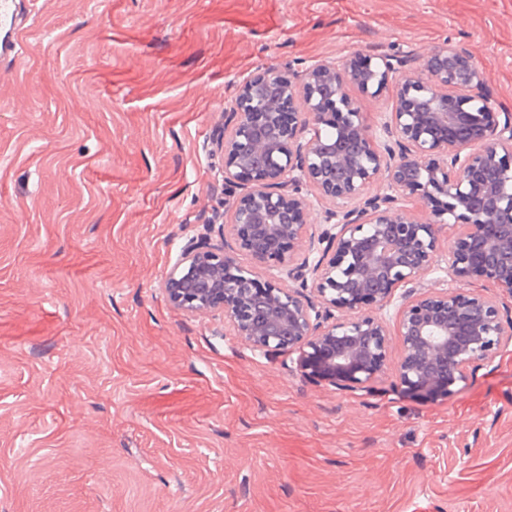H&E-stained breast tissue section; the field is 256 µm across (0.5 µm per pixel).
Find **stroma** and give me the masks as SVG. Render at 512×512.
<instances>
[{
    "label": "stroma",
    "mask_w": 512,
    "mask_h": 512,
    "mask_svg": "<svg viewBox=\"0 0 512 512\" xmlns=\"http://www.w3.org/2000/svg\"><path fill=\"white\" fill-rule=\"evenodd\" d=\"M466 42L512 109V0H33L0 73V512H512V351L347 395L174 308L263 64Z\"/></svg>",
    "instance_id": "35a3bbf8"
}]
</instances>
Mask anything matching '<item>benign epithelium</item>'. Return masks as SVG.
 Wrapping results in <instances>:
<instances>
[{
    "instance_id": "1",
    "label": "benign epithelium",
    "mask_w": 512,
    "mask_h": 512,
    "mask_svg": "<svg viewBox=\"0 0 512 512\" xmlns=\"http://www.w3.org/2000/svg\"><path fill=\"white\" fill-rule=\"evenodd\" d=\"M391 83L395 105L376 133L344 87L375 99ZM492 111L469 50L450 39L419 68L400 50L361 67H260L213 142L230 223L183 247L165 275L168 301L224 316L265 354L299 352L315 383L356 393L389 374L414 398L448 396L512 346L502 301L421 287L446 238L450 280L482 279L512 298V113Z\"/></svg>"
}]
</instances>
